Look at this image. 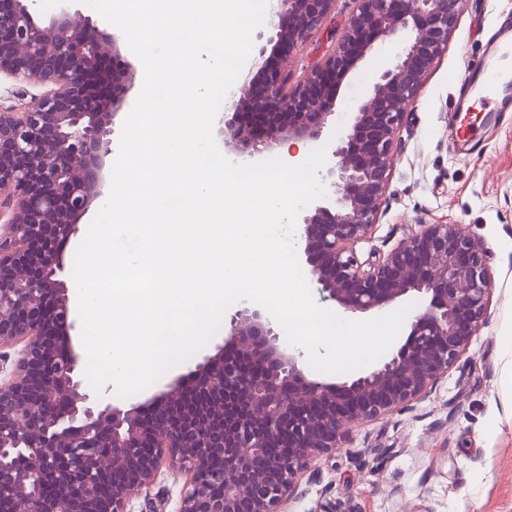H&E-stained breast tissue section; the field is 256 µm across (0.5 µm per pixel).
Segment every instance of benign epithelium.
Segmentation results:
<instances>
[{
  "label": "benign epithelium",
  "mask_w": 512,
  "mask_h": 512,
  "mask_svg": "<svg viewBox=\"0 0 512 512\" xmlns=\"http://www.w3.org/2000/svg\"><path fill=\"white\" fill-rule=\"evenodd\" d=\"M31 0H0V74L50 86L23 112L0 109V342L19 345L0 381V512H129L162 470L185 476L178 512H283L309 461L345 428L419 398L458 361L485 322L492 277L479 241L459 224H423L384 256L360 261L392 173L408 108L448 48L462 0H355L323 62L295 86L289 58L336 0H273L275 34L251 78L224 104V155L253 162L291 139L319 140L336 83L376 41L407 33L355 113L323 176L300 241L312 281L347 313L426 302L404 344L381 365L332 382L308 378L279 344L263 308L230 318L224 345L144 403L103 406L82 391L70 331L61 243L103 195L114 119L133 87L115 34L68 11L43 25ZM112 75H101L105 48Z\"/></svg>",
  "instance_id": "obj_1"
}]
</instances>
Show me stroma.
Segmentation results:
<instances>
[{
	"label": "stroma",
	"mask_w": 512,
	"mask_h": 512,
	"mask_svg": "<svg viewBox=\"0 0 512 512\" xmlns=\"http://www.w3.org/2000/svg\"><path fill=\"white\" fill-rule=\"evenodd\" d=\"M448 48L429 72L395 140L391 179L359 259L386 254L423 224H460L482 243L493 290L485 325L459 361L402 410L349 425L327 457L313 458L283 512H512V112L477 122L468 145L455 136L459 79L483 59L512 0H463ZM353 5L336 0L326 26L291 59L299 82L328 53ZM394 38L344 78L334 149L377 81ZM182 478L162 471L129 512H176Z\"/></svg>",
	"instance_id": "obj_1"
}]
</instances>
